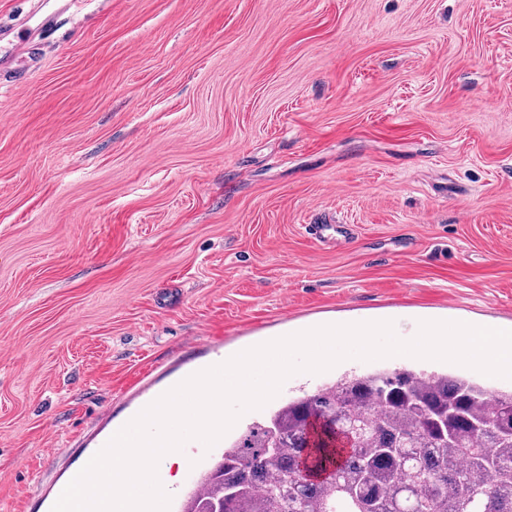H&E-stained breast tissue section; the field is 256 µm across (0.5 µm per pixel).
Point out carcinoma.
<instances>
[{
  "label": "carcinoma",
  "mask_w": 512,
  "mask_h": 512,
  "mask_svg": "<svg viewBox=\"0 0 512 512\" xmlns=\"http://www.w3.org/2000/svg\"><path fill=\"white\" fill-rule=\"evenodd\" d=\"M512 512V392L409 366L304 392L224 447L180 512Z\"/></svg>",
  "instance_id": "cac0c4a2"
}]
</instances>
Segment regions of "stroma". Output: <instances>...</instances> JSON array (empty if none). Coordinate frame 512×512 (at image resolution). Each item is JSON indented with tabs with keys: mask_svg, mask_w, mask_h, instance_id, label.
<instances>
[{
	"mask_svg": "<svg viewBox=\"0 0 512 512\" xmlns=\"http://www.w3.org/2000/svg\"><path fill=\"white\" fill-rule=\"evenodd\" d=\"M57 7L0 0V512H51L105 426L282 334L512 327V0ZM397 363L188 441L170 512L295 390Z\"/></svg>",
	"mask_w": 512,
	"mask_h": 512,
	"instance_id": "obj_1",
	"label": "stroma"
}]
</instances>
